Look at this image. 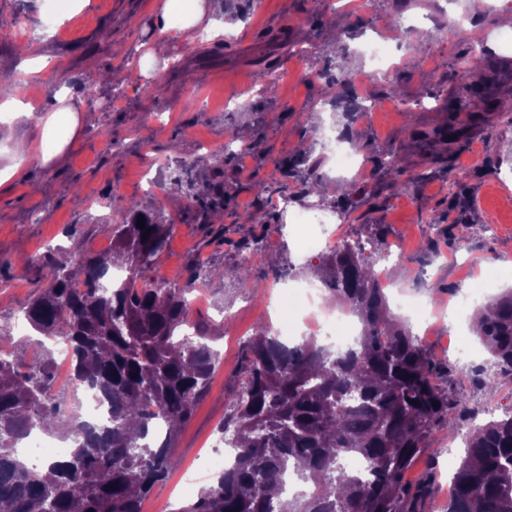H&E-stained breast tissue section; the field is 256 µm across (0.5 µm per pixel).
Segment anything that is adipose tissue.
Masks as SVG:
<instances>
[{
  "label": "adipose tissue",
  "instance_id": "obj_1",
  "mask_svg": "<svg viewBox=\"0 0 512 512\" xmlns=\"http://www.w3.org/2000/svg\"><path fill=\"white\" fill-rule=\"evenodd\" d=\"M224 7L223 0H162L154 16L163 25H175L180 41L191 42L205 33L212 37L223 35L224 25L218 20ZM58 107L49 114L42 126L41 144L20 138L15 142V162L0 170V184L9 181L19 170L20 164L37 159L48 164L59 159L80 128L79 109L58 97Z\"/></svg>",
  "mask_w": 512,
  "mask_h": 512
}]
</instances>
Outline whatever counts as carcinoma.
I'll use <instances>...</instances> for the list:
<instances>
[{"instance_id": "obj_1", "label": "carcinoma", "mask_w": 512, "mask_h": 512, "mask_svg": "<svg viewBox=\"0 0 512 512\" xmlns=\"http://www.w3.org/2000/svg\"><path fill=\"white\" fill-rule=\"evenodd\" d=\"M310 156L298 154L284 175L319 183ZM366 161L375 175L404 173L392 152L374 150ZM431 163L442 165L449 187L459 184L452 157ZM224 196V185H209L197 201L214 211ZM111 209L119 216L109 224L112 251L72 252L67 263L47 252L44 286L22 309L33 330L68 343L73 388L103 395L108 421L90 425L53 392L51 349L31 359L30 339L0 349V512H141L176 466L177 432L219 361L213 338L193 327L187 300L208 273L190 270L183 281L157 273L169 234L162 209L124 197L112 198ZM364 251L348 244L323 262L329 301L349 307L360 324L357 348L343 356L312 338L290 347L260 326L246 349L247 380L229 393L230 415L218 429L220 443L232 431L235 459L179 512H268L290 469L314 494L288 499L285 512H420L429 486L410 490L404 473L435 427L453 433L475 412L463 395L435 384L423 343L391 313ZM112 268L128 279L105 284ZM473 331L490 354L494 376L478 383L491 398L512 381V291L476 306ZM59 424V439L72 446L44 464V474L18 447ZM464 444L448 512H512V411L472 428ZM347 453L369 460L368 480L346 470Z\"/></svg>"}]
</instances>
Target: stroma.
I'll return each mask as SVG.
<instances>
[{
    "label": "stroma",
    "mask_w": 512,
    "mask_h": 512,
    "mask_svg": "<svg viewBox=\"0 0 512 512\" xmlns=\"http://www.w3.org/2000/svg\"><path fill=\"white\" fill-rule=\"evenodd\" d=\"M152 2L85 0L84 8L73 13L69 0H0V13L16 20L14 27L0 30V70H16L24 58L26 41L18 30L38 29L45 12L53 11L56 30L41 51L52 64L65 67L72 83L68 97L82 111L81 131L65 158L46 165L29 160L11 181L0 185V328L13 333L23 324L22 309L40 285L39 266L48 249L61 245L100 251L108 238L101 224L111 218L105 201L133 198L172 216L175 225L156 267L169 277L183 274L192 263L218 269V276L197 285L199 300L192 317L218 334L215 347L221 358L206 398L175 440L177 467L142 503V512H177L216 474L207 456L228 411L226 395L246 377L245 336L279 318L289 279H276L273 266L290 269V279L315 276V262L295 253L290 214L276 205L286 184L280 163L297 155L300 144L314 142L320 128H341L345 122L334 119L326 104L324 82L312 74L304 76V69L313 72L328 60L350 72L370 70L366 48L380 39L395 58L415 53L413 68H398L391 80H374L369 87L349 91L355 98L371 91L381 104L379 112L354 123L355 140L377 151L398 152L405 171L398 189L377 177L366 181V188L375 189L377 196L354 208L345 232L355 242L380 228L387 239L406 241L408 256L392 270L400 284L416 280L417 264L427 249L440 251L441 269L430 296L442 310L457 291L483 281L491 282L496 294L512 287V252L502 250L512 242V182L502 187L494 183L499 163L512 155V123L490 115L471 122L468 112L454 115L446 108L445 94L459 84L451 64L469 44L463 32L446 27L447 12L462 9L457 0H376L373 11L360 20L331 10L328 0H237L243 18L227 24L223 38L173 41L174 64L125 84L123 100L111 104L113 72L127 68L130 55L158 36ZM505 12L512 13V0H489L475 22L492 49L479 60L477 71L489 77L488 89L496 95L512 87V52L500 47L506 30L500 17ZM394 13L400 14L402 26L426 29L429 39H396L389 25ZM347 29L353 30V37L338 40V33ZM282 37L287 43L279 48L280 74L271 81L257 65L251 45ZM308 44L314 45L315 58L303 65L294 48ZM86 82L100 91L94 101L77 91ZM396 86L412 97L431 95L430 110L393 109ZM229 97L240 102L231 112L219 105ZM454 117L467 124L455 157L468 204L460 224L445 219L451 191L442 172L433 171L423 181L417 178L439 150L435 132ZM411 125L418 137L409 135ZM228 137L246 138L255 149L231 157L221 167L208 164L214 147ZM147 155L157 157L166 173L161 189L152 194L144 192L141 178ZM218 180L225 182L228 197L220 217L214 218L194 196ZM260 184L265 187L261 195L256 192ZM491 218L498 232L489 236L484 224ZM464 240L469 243L465 251L459 248ZM248 248L256 259L250 285L242 288L232 270ZM219 303L235 313L231 324H224L216 311ZM447 436V430L434 429L421 458L405 475L410 485H432L423 512H448L446 466L461 461L464 451L449 449ZM193 469L200 472L197 486L181 492L182 474Z\"/></svg>",
    "instance_id": "stroma-1"
}]
</instances>
